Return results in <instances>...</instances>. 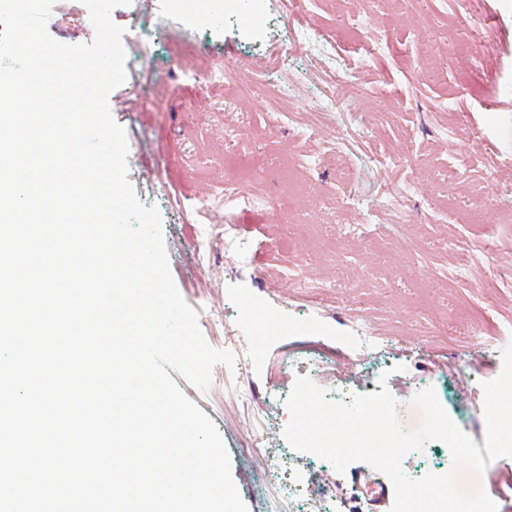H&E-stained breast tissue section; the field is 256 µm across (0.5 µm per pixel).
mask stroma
<instances>
[{"mask_svg": "<svg viewBox=\"0 0 512 512\" xmlns=\"http://www.w3.org/2000/svg\"><path fill=\"white\" fill-rule=\"evenodd\" d=\"M358 14L366 24L356 31L348 22ZM111 19L124 30L126 79L108 105L125 130L128 181L160 214L172 278L206 341L223 348L229 328L251 355L240 369L216 364L204 390L175 379L214 421L248 512H271L263 473L296 460L316 471L312 493L331 512H390L392 500L365 491L391 487L384 473L362 461L325 471L289 446L284 401L299 372L288 360L318 352L328 392L386 384L406 430L416 427L414 396L433 388L483 444L482 385L512 343V222L498 218L512 212V167L484 170L512 160V0H481L476 14L466 0H310L296 31L280 0H208L201 16L175 0H131ZM47 29L68 45L95 38L81 0H56ZM474 36L483 56L449 51ZM185 38L196 58L172 53ZM359 57L355 83L335 86L338 60ZM211 63L229 71L230 90L190 78ZM258 82L268 94L253 92ZM279 88L291 100L273 98ZM339 99L352 111L318 120ZM339 138L343 158L322 151ZM408 186L407 220L393 223L388 198ZM206 199L213 237L202 259L186 217ZM228 224L240 253L224 249ZM255 309L279 331L258 337ZM364 320L382 343L363 353L352 336ZM450 458L434 440L402 468L412 479L444 475ZM455 473L512 512V457Z\"/></svg>", "mask_w": 512, "mask_h": 512, "instance_id": "1", "label": "stroma"}]
</instances>
